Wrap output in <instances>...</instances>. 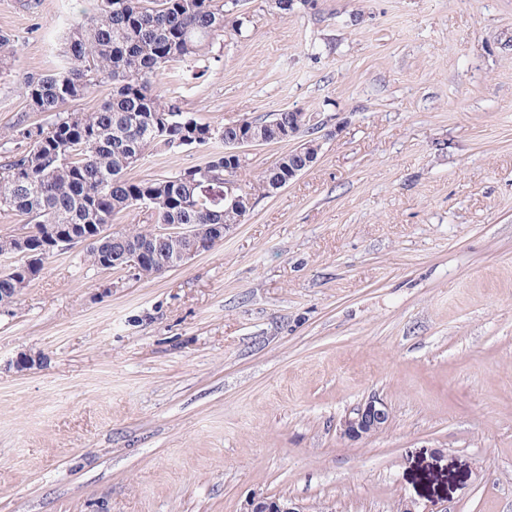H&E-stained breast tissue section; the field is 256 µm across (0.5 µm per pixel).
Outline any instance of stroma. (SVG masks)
Masks as SVG:
<instances>
[{"label": "stroma", "mask_w": 512, "mask_h": 512, "mask_svg": "<svg viewBox=\"0 0 512 512\" xmlns=\"http://www.w3.org/2000/svg\"><path fill=\"white\" fill-rule=\"evenodd\" d=\"M90 5L0 0V133L41 121L21 83ZM243 9L160 91L214 125L305 112L318 158L162 276L78 244L0 311V512H512V0ZM372 397L386 428L341 436ZM249 506L250 509L247 512H303L297 503L284 497L254 496Z\"/></svg>", "instance_id": "1"}]
</instances>
